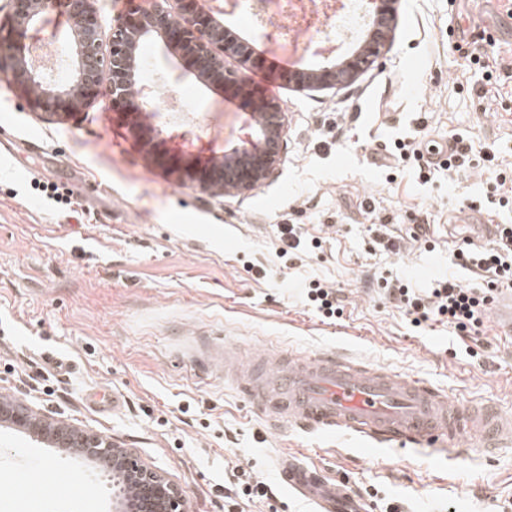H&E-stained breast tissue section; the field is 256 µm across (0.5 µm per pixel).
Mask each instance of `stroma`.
Wrapping results in <instances>:
<instances>
[{"label":"stroma","mask_w":512,"mask_h":512,"mask_svg":"<svg viewBox=\"0 0 512 512\" xmlns=\"http://www.w3.org/2000/svg\"><path fill=\"white\" fill-rule=\"evenodd\" d=\"M469 0H400L388 47L356 81L300 91L275 79L268 98L286 116L281 161L253 190L221 195L177 181L130 133L109 100L50 122L30 92L0 77V395L132 449L181 487L189 512H224V483L247 471L273 500H243L236 512H315L278 479L293 457L366 499L374 512H512V445L485 451L463 435L450 453L369 446L268 423L203 350L212 343L314 351L344 347L375 365L428 381L451 401L512 413V335L485 315L478 333L447 324L414 326L384 282L431 287L456 275L455 211L484 224H512L498 206L497 175L512 167V40L476 32L480 65L458 50ZM311 31L290 44L236 11L230 38L263 65L292 57L324 62L320 29L330 19L299 0ZM37 38L64 79L70 34L46 16ZM139 82L153 91L143 126L163 129L170 152L205 162L238 143L248 111L223 86H205L158 39H145ZM471 137L467 172L435 168L418 178L429 150L449 134ZM413 147L395 155L394 143ZM56 186L70 201L57 204ZM281 224L306 246L278 256ZM428 228L426 241L411 237ZM336 289L343 307L327 320L298 284ZM118 395L100 414L89 393ZM122 494L109 469L0 433V512H114Z\"/></svg>","instance_id":"1"}]
</instances>
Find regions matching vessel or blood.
<instances>
[{"label": "vessel or blood", "instance_id": "1", "mask_svg": "<svg viewBox=\"0 0 512 512\" xmlns=\"http://www.w3.org/2000/svg\"><path fill=\"white\" fill-rule=\"evenodd\" d=\"M457 228L470 238H493L494 225L478 223L462 209ZM224 378L255 403L267 419L306 431H344L370 445L457 447L472 434L483 448L512 442V414L482 404H457L428 382L394 373L333 350H284L247 354L218 346L213 350ZM278 473L289 490L310 497L317 512H369L368 503L330 483L316 468L282 458Z\"/></svg>", "mask_w": 512, "mask_h": 512}]
</instances>
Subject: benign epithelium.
<instances>
[{"label":"benign epithelium","mask_w":512,"mask_h":512,"mask_svg":"<svg viewBox=\"0 0 512 512\" xmlns=\"http://www.w3.org/2000/svg\"><path fill=\"white\" fill-rule=\"evenodd\" d=\"M172 1L177 8L171 7ZM369 3L374 5V26L361 47L309 73L300 69L287 72L286 81L299 90L328 88L349 84L367 71L380 56L399 18L398 0ZM9 6L6 23H0V73L15 86L37 89L32 105L42 117L69 118L108 98L121 109L131 133L146 140L154 156L177 173L181 182L206 191L217 183L224 184L226 194L250 191L279 165L285 116L280 105L266 97L253 95L249 99L251 111L263 114L264 127L247 125L245 137L228 149L234 158L222 167L167 156L162 151L163 130H146L138 122V115L152 101L150 92L136 79L137 50L146 37H155L178 52L187 63V71L200 83L221 84L233 94L246 77L227 70L224 58L235 57L248 68L261 64L250 47L226 36L223 22L199 11L196 0H149L146 6L127 0L107 42L95 0H9ZM50 14L65 20L72 42L66 62L70 74L63 82L53 78L54 67L39 60L42 44L24 39ZM0 422L49 430L59 447L89 459L112 458V465L137 480L141 512H187L186 496L176 484L116 442L76 430L20 404L0 402Z\"/></svg>","instance_id":"7a95c632"}]
</instances>
